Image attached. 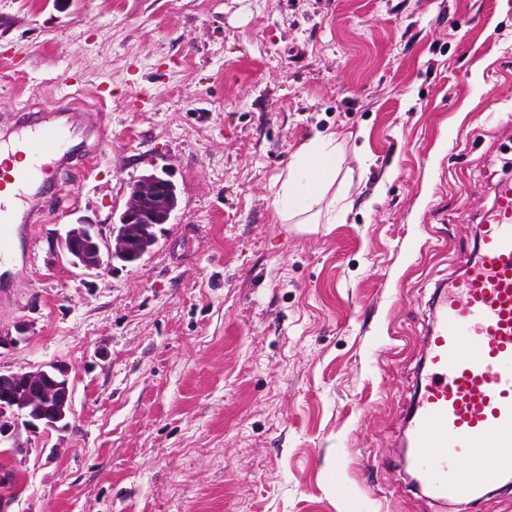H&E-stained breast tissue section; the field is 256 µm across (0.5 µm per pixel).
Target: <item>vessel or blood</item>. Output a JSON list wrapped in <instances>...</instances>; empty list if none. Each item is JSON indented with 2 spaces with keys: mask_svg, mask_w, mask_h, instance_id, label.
<instances>
[{
  "mask_svg": "<svg viewBox=\"0 0 512 512\" xmlns=\"http://www.w3.org/2000/svg\"><path fill=\"white\" fill-rule=\"evenodd\" d=\"M15 122L29 164L5 176L15 192L0 197V269L13 261L19 228L40 221L36 186L68 164L76 144L103 131L99 112H23ZM436 307L406 445L434 496L476 502L490 477L512 479V180L497 186L474 261L440 289Z\"/></svg>",
  "mask_w": 512,
  "mask_h": 512,
  "instance_id": "obj_1",
  "label": "vessel or blood"
}]
</instances>
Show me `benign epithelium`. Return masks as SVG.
I'll list each match as a JSON object with an SVG mask.
<instances>
[{
	"label": "benign epithelium",
	"mask_w": 512,
	"mask_h": 512,
	"mask_svg": "<svg viewBox=\"0 0 512 512\" xmlns=\"http://www.w3.org/2000/svg\"><path fill=\"white\" fill-rule=\"evenodd\" d=\"M174 184L164 176L150 173L140 177L130 188L118 223L108 230L97 224H70L56 239L58 249L69 264L84 275H92L114 260L132 263L141 260L134 252L136 239L128 237L123 226L155 224L158 217L170 221L176 209ZM22 381L23 396L0 391V443L12 439L15 421L25 416L28 425L55 429L67 424L72 412V387L68 369L54 365L49 370L0 374V380Z\"/></svg>",
	"instance_id": "obj_1"
}]
</instances>
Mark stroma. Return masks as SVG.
<instances>
[{
	"mask_svg": "<svg viewBox=\"0 0 512 512\" xmlns=\"http://www.w3.org/2000/svg\"><path fill=\"white\" fill-rule=\"evenodd\" d=\"M103 82L107 142L53 173L0 288L27 326L0 370L73 387L67 426L0 446L7 512H473L402 448L436 292L512 179V0H0L1 141ZM318 132L350 209L278 223ZM153 171L178 207L151 251L69 266L58 233Z\"/></svg>",
	"mask_w": 512,
	"mask_h": 512,
	"instance_id": "obj_1",
	"label": "stroma"
}]
</instances>
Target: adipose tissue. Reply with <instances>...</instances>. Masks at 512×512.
I'll list each match as a JSON object with an SVG mask.
<instances>
[{
    "label": "adipose tissue",
    "mask_w": 512,
    "mask_h": 512,
    "mask_svg": "<svg viewBox=\"0 0 512 512\" xmlns=\"http://www.w3.org/2000/svg\"><path fill=\"white\" fill-rule=\"evenodd\" d=\"M335 140V135L319 133L298 150L273 200L275 216L281 223H335V205H328L321 214L314 210L336 179Z\"/></svg>",
    "instance_id": "1"
}]
</instances>
